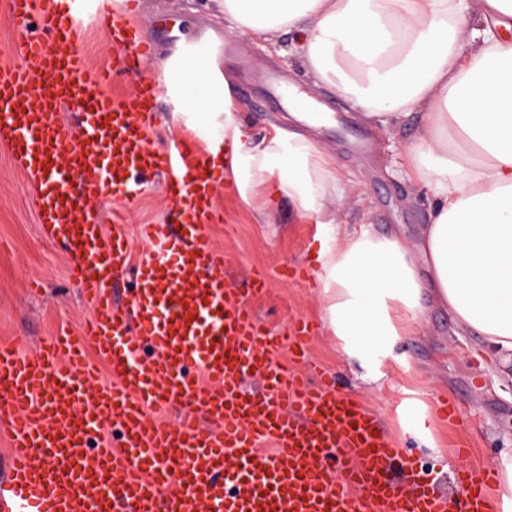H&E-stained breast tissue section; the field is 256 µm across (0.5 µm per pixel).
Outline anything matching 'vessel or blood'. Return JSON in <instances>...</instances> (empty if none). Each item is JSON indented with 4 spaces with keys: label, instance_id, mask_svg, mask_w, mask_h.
Returning a JSON list of instances; mask_svg holds the SVG:
<instances>
[{
    "label": "vessel or blood",
    "instance_id": "1",
    "mask_svg": "<svg viewBox=\"0 0 512 512\" xmlns=\"http://www.w3.org/2000/svg\"><path fill=\"white\" fill-rule=\"evenodd\" d=\"M63 2L0 0L22 60L0 69V145L36 186L40 228L69 251L68 275L94 314L32 357L0 343V440L9 448L0 512H512L493 494L491 468L461 467L456 501L411 461L399 485L389 465L404 448L372 412L330 380L315 385L272 366L278 337L257 324L206 239L215 186L202 148L190 136L149 146L157 83L146 75L127 98L105 94L78 26L62 21ZM97 23L118 50L114 73L139 70L150 48L125 15ZM64 106L94 116L85 141L59 121ZM137 170L168 174L179 228L141 225L147 251L118 300L126 236L117 228L104 238L98 204L124 193ZM249 377L262 379L261 394L245 392ZM171 405L176 425L151 419ZM263 438L274 449L260 459Z\"/></svg>",
    "mask_w": 512,
    "mask_h": 512
}]
</instances>
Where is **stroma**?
Returning a JSON list of instances; mask_svg holds the SVG:
<instances>
[{
    "mask_svg": "<svg viewBox=\"0 0 512 512\" xmlns=\"http://www.w3.org/2000/svg\"><path fill=\"white\" fill-rule=\"evenodd\" d=\"M130 19L151 47L141 70L160 75V65L179 49L181 36L211 30L227 40L219 68L240 103L245 132L253 142L273 128L288 125L282 100L268 98L252 82L257 73L271 71L300 87L334 114V125L321 128L316 138L332 154L344 175V193L329 200L336 215L338 241L369 231L396 234L415 248L431 220L422 188L405 174L404 152L418 146L422 113L403 119L398 127L373 125L357 116L335 88L314 83L302 61L289 54V38L258 42L229 31L214 0H127ZM92 10L82 12L79 47L90 62L111 66L112 38L94 28ZM250 84L241 92V84ZM215 206L219 219L207 228L214 247L224 252V273L235 287L244 288L253 273H264L268 288L251 299L255 320L284 336L298 319L312 321L315 334L304 362H296L288 345H280L273 361L283 372L299 366L333 372L336 389L355 398L374 413L393 440L404 442L419 468L432 478L436 490L457 494L454 474L463 466L496 469L506 479L512 465V380L481 356L478 337L461 327L447 310L426 302L425 319L414 335L403 338L393 353L367 367L349 362L322 320V299L313 278L284 277L287 268L313 271L314 238L319 230L301 218L285 198L257 197L245 203L223 174H215ZM165 176L136 179L128 195L101 207L104 233H111L114 216H121L128 246L124 281H131L142 256L139 237L143 224H173L177 215L166 193ZM36 189L0 148V340L33 356L59 327L79 332L93 314L79 286L69 282V257L62 244L45 238L36 214ZM455 400L464 421L444 420L435 400ZM421 413L435 440V450L417 448L404 431L406 409Z\"/></svg>",
    "mask_w": 512,
    "mask_h": 512,
    "instance_id": "obj_1",
    "label": "stroma"
}]
</instances>
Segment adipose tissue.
Here are the masks:
<instances>
[{"label":"adipose tissue","instance_id":"adipose-tissue-1","mask_svg":"<svg viewBox=\"0 0 512 512\" xmlns=\"http://www.w3.org/2000/svg\"><path fill=\"white\" fill-rule=\"evenodd\" d=\"M234 31L270 42L282 33L315 83L334 86L382 124L426 114L408 173L431 209L415 251L369 232L336 243L333 159L308 135L275 129L251 144L222 73L199 67L212 47L184 43L163 70L174 115L205 143L242 200L288 197L314 219V274L323 321L362 365L419 326L430 298L512 366V0H217Z\"/></svg>","mask_w":512,"mask_h":512}]
</instances>
